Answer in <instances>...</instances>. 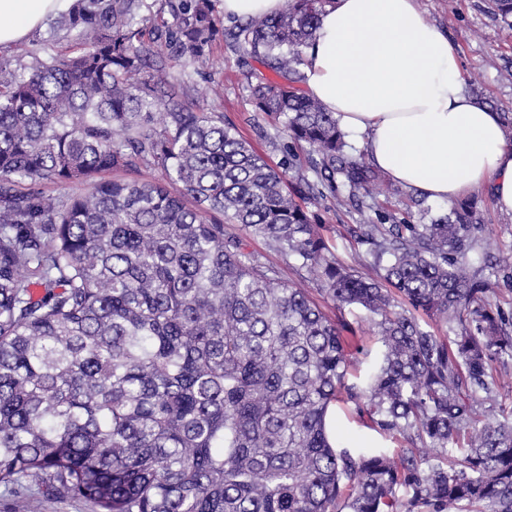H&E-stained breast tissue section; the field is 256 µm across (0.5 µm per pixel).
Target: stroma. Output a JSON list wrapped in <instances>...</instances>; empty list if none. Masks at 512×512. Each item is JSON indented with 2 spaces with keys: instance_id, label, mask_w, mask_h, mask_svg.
Masks as SVG:
<instances>
[{
  "instance_id": "35a3bbf8",
  "label": "stroma",
  "mask_w": 512,
  "mask_h": 512,
  "mask_svg": "<svg viewBox=\"0 0 512 512\" xmlns=\"http://www.w3.org/2000/svg\"><path fill=\"white\" fill-rule=\"evenodd\" d=\"M419 8L430 24L448 32L455 43L468 91L497 112L512 113V27L491 15L485 0H418ZM225 34L217 36L210 47L209 65L169 63L167 70L175 86L186 87L181 98L183 105L207 112L234 125L262 154L272 167H280L284 160L283 140L277 135L275 119L256 110L249 85L250 72L262 70L260 60L251 56L228 37L234 28V19H224ZM288 183L295 198L336 249L337 258L346 265L362 267L367 249L356 244L350 234L352 226L375 222L377 215L406 218L410 223L420 221L419 214H406L404 195L370 201L343 200L332 197L312 199L296 176ZM472 198L484 236L492 252H512V215L499 212L490 190L473 193ZM228 233L243 237L247 249L258 255L263 263L276 268L282 280L307 289L310 296L321 302L329 316H343L355 329V342L368 341L374 327L363 311L337 310L333 303L324 301L317 273L296 269L268 247L259 237L245 233L241 225H227Z\"/></svg>"
}]
</instances>
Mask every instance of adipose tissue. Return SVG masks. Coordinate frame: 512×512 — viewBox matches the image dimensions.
<instances>
[{"label":"adipose tissue","instance_id":"adipose-tissue-1","mask_svg":"<svg viewBox=\"0 0 512 512\" xmlns=\"http://www.w3.org/2000/svg\"><path fill=\"white\" fill-rule=\"evenodd\" d=\"M70 2L0 0V47ZM305 58L306 93L362 137L393 182L450 203L489 187L512 215V140L499 113L466 92L456 46L418 0H331Z\"/></svg>","mask_w":512,"mask_h":512}]
</instances>
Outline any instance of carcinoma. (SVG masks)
I'll list each match as a JSON object with an SVG mask.
<instances>
[{
	"label": "carcinoma",
	"mask_w": 512,
	"mask_h": 512,
	"mask_svg": "<svg viewBox=\"0 0 512 512\" xmlns=\"http://www.w3.org/2000/svg\"><path fill=\"white\" fill-rule=\"evenodd\" d=\"M331 0H287L230 32L280 76L256 110L306 146L313 198L391 187L335 114L297 87ZM143 0H73L45 42L0 56V488L101 512H512V314L469 273L486 253L474 202L427 224H360L375 276L340 263L273 168L224 120L165 90V60L204 66L221 19L178 0L146 45ZM512 26V0H487ZM160 114V128L153 127ZM161 173L98 181L108 170ZM85 182L80 195L44 187ZM319 274L343 318L226 233L224 221ZM338 402L393 451L334 443Z\"/></svg>",
	"instance_id": "obj_1"
}]
</instances>
